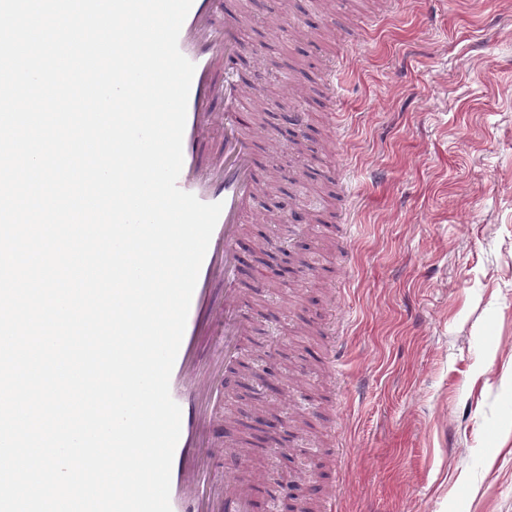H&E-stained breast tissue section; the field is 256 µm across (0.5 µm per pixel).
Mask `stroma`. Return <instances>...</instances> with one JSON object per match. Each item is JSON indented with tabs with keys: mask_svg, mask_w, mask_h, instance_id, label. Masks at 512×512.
I'll use <instances>...</instances> for the list:
<instances>
[{
	"mask_svg": "<svg viewBox=\"0 0 512 512\" xmlns=\"http://www.w3.org/2000/svg\"><path fill=\"white\" fill-rule=\"evenodd\" d=\"M234 72L296 91L309 124L260 110L262 222L241 242L242 356L226 431L241 475L319 512H512V0H224ZM344 65L328 99L318 78ZM345 177L321 223L290 194ZM314 274L281 278L290 252ZM311 425L257 448L265 422Z\"/></svg>",
	"mask_w": 512,
	"mask_h": 512,
	"instance_id": "obj_1",
	"label": "stroma"
}]
</instances>
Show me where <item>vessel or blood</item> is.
<instances>
[{
	"mask_svg": "<svg viewBox=\"0 0 512 512\" xmlns=\"http://www.w3.org/2000/svg\"><path fill=\"white\" fill-rule=\"evenodd\" d=\"M220 15L215 0H193L182 25L178 45L182 54L195 65L183 136V166L178 178L181 190L194 194L205 203H222L223 209L213 231L192 295L183 339L170 378V393L181 408V434L176 445L172 470L170 503L172 512H250L253 487L244 480L237 463L244 449L225 445L220 454L223 473L211 481L201 471L199 457L204 444L220 425L221 412L233 389V376L214 384L210 375L197 372L194 364L203 355L238 359L232 345L210 344L201 348L199 338L206 323V310L215 283L224 285V334L241 335L245 323L239 307L242 302L237 286L240 267V237L243 220L253 213L257 197L256 159L252 136L240 126V114L256 107L263 84L254 78L244 87L234 77L233 62L247 48L225 29L223 41H215L213 32ZM224 59V81L217 84L207 78L214 57ZM222 112H214L215 103ZM224 138V167L204 176L199 172L197 141L212 129Z\"/></svg>",
	"mask_w": 512,
	"mask_h": 512,
	"instance_id": "b4317fda",
	"label": "vessel or blood"
}]
</instances>
